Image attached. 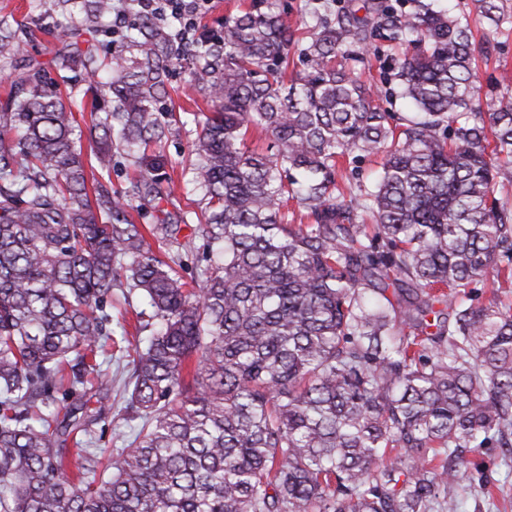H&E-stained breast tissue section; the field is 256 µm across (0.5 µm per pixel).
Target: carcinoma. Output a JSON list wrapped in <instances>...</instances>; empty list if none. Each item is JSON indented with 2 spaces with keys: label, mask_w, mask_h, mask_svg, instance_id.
<instances>
[{
  "label": "carcinoma",
  "mask_w": 512,
  "mask_h": 512,
  "mask_svg": "<svg viewBox=\"0 0 512 512\" xmlns=\"http://www.w3.org/2000/svg\"><path fill=\"white\" fill-rule=\"evenodd\" d=\"M100 18L113 0H78ZM367 17L317 0L303 47L273 0L180 44L136 16L129 56L69 43L113 140L137 159L122 191L87 186L74 113L28 67L0 105V512H461L467 453L512 447V96L471 103L487 52L439 0ZM381 39L402 49L385 112L362 83ZM0 19V54H18ZM301 69L286 78L290 54ZM191 62L198 121L192 185L203 218H129L169 200L157 155L175 114L166 80ZM265 133L267 151L247 146ZM372 154L374 184L337 179ZM306 223L293 224L291 209ZM189 234L182 235L183 230ZM202 251L191 281L181 252ZM136 292L139 331L107 328L112 289ZM491 293L487 301L480 295ZM132 357V441L103 459L92 419L112 410L100 358ZM80 394L59 416L56 394ZM77 473L69 475L70 465Z\"/></svg>",
  "instance_id": "1"
}]
</instances>
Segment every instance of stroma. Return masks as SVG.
Wrapping results in <instances>:
<instances>
[{
	"mask_svg": "<svg viewBox=\"0 0 512 512\" xmlns=\"http://www.w3.org/2000/svg\"><path fill=\"white\" fill-rule=\"evenodd\" d=\"M451 4L456 12L469 17L476 40L486 42L490 47L487 57L477 61L481 82L497 80V94L512 95V0H497L500 21L495 25L477 15L474 0H451ZM0 18L19 22L17 38L23 48L18 55H0V103L10 93L9 76L15 69L29 58L43 63L45 80L58 85L64 103L76 109V120L81 129L77 145L85 160H92L96 143L90 139L88 130L94 117L81 108L86 90L83 71L57 67L55 60L65 52L69 35L75 30L92 40L99 58L108 60L124 53L126 44L115 28L114 17L89 18L74 7L72 0H0ZM167 88L178 120L172 123L163 143L174 194L171 202L163 203L162 208L173 213L181 210L197 213L201 210L200 204L185 195L189 174L184 166L200 131L194 116L207 111L208 104L203 97L188 90L183 71L172 72ZM135 429V422L126 420L119 409H112L93 426L96 445L108 449L124 447L132 440ZM474 459L479 465L483 484L469 491L462 512H512V450L484 448Z\"/></svg>",
	"mask_w": 512,
	"mask_h": 512,
	"instance_id": "obj_1",
	"label": "stroma"
}]
</instances>
